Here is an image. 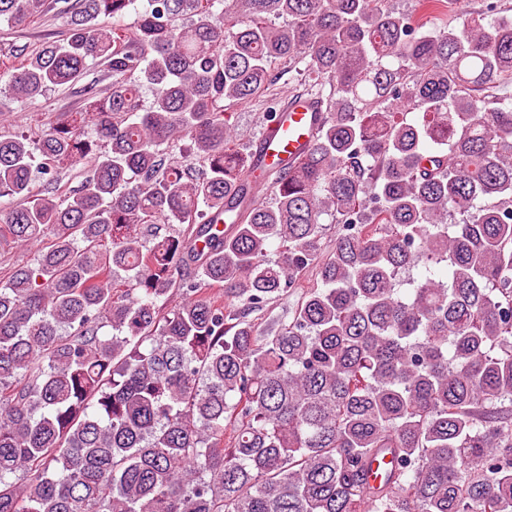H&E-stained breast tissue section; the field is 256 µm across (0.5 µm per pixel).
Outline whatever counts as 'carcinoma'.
Wrapping results in <instances>:
<instances>
[{
  "mask_svg": "<svg viewBox=\"0 0 512 512\" xmlns=\"http://www.w3.org/2000/svg\"><path fill=\"white\" fill-rule=\"evenodd\" d=\"M54 5L0 0V25ZM495 10L76 0L61 35L0 42V97L108 80L34 139L0 130V246L34 247L0 276V512H512ZM278 64L327 116L253 202L225 114Z\"/></svg>",
  "mask_w": 512,
  "mask_h": 512,
  "instance_id": "cac0c4a2",
  "label": "carcinoma"
}]
</instances>
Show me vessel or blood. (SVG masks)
I'll return each mask as SVG.
<instances>
[{
	"mask_svg": "<svg viewBox=\"0 0 512 512\" xmlns=\"http://www.w3.org/2000/svg\"><path fill=\"white\" fill-rule=\"evenodd\" d=\"M324 118L319 99L294 95L275 117L269 118L254 151L252 165L242 180L253 200H262L269 188L266 170L297 164L313 145Z\"/></svg>",
	"mask_w": 512,
	"mask_h": 512,
	"instance_id": "vessel-or-blood-1",
	"label": "vessel or blood"
}]
</instances>
